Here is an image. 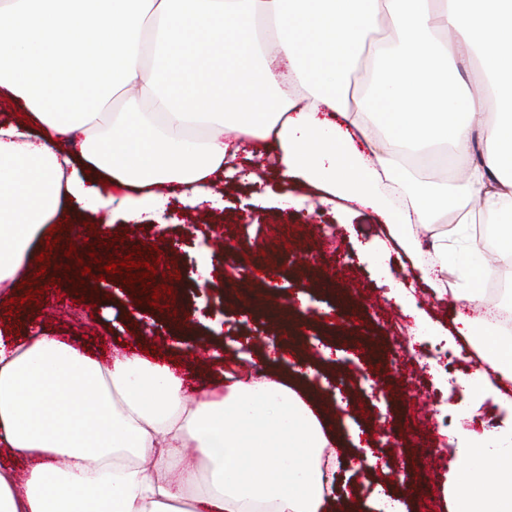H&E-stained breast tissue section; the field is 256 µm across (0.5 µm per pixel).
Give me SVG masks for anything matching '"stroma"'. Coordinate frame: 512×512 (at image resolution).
Here are the masks:
<instances>
[{
	"label": "stroma",
	"mask_w": 512,
	"mask_h": 512,
	"mask_svg": "<svg viewBox=\"0 0 512 512\" xmlns=\"http://www.w3.org/2000/svg\"><path fill=\"white\" fill-rule=\"evenodd\" d=\"M392 36L391 24L382 22L361 48L347 77L350 102L359 100L373 75L376 46ZM260 176L257 184L225 180L220 210L184 208L172 188L171 224H113L114 242L102 250V261L135 252L140 260L156 256L160 262L151 281L133 280L132 269L126 268L112 276L118 290L98 296L75 287L63 274L70 264V245L80 238H96L97 228L87 220L52 225L55 264L30 261L29 275L0 291V340L24 335L29 313L49 333L81 343L104 358L126 351L130 338L138 335L145 337L152 359L166 360L196 388L223 379L225 373L256 368L290 377L289 365L265 363L264 353L271 344L295 341L302 364L319 375L306 388L324 403L336 427L337 457L346 462L357 453L348 441L351 423L378 454L390 457L388 473L371 477L341 467L340 498L354 512H375L368 502L367 481L372 478L404 495L407 512H448L442 487L452 457L449 435L464 442L470 432L512 423V412L500 406L492 391L467 399L458 389V375L476 362L475 357L458 356L462 339L447 337L455 329L460 302L438 300L426 286L414 283L419 309L442 329L438 336L417 335L414 319L385 296L380 284L374 264L378 225L351 216L346 201L324 204L315 189L282 183L273 167L261 170ZM285 193L304 198V207L278 208L276 200ZM258 194L265 195V205H255ZM216 250L224 253V277L206 295L195 296L192 284L198 265L206 252ZM258 265L278 268L276 287L244 281V270ZM54 282L60 284V293H44V286ZM151 282L170 288L155 306L142 293ZM331 285L348 290L350 306L337 304L327 291ZM300 291L309 295L311 304L299 312L300 330L294 337L245 304L246 296L254 293L287 304ZM34 292L39 295L35 301L30 298ZM191 337L219 350L220 358L198 360L187 343ZM352 337L377 344L378 354L367 352L333 364L321 361L320 347L346 352ZM400 337L414 343L404 364L393 356ZM433 367L441 382L430 375ZM332 387L339 389L340 400L329 395ZM428 448L436 449V462L425 456Z\"/></svg>",
	"instance_id": "stroma-1"
}]
</instances>
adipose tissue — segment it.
Masks as SVG:
<instances>
[{
    "mask_svg": "<svg viewBox=\"0 0 512 512\" xmlns=\"http://www.w3.org/2000/svg\"><path fill=\"white\" fill-rule=\"evenodd\" d=\"M472 2L469 26L448 0H0V90L29 115L0 121V285L51 225L161 221L157 186L222 207L216 187L251 145L273 152L282 181L374 214L436 297L461 284L456 321L487 370L458 384L512 389V333L486 316L485 254L473 242L449 252L434 228L480 199L512 266V113L483 121L469 89L442 80L478 45L485 71L512 73V0ZM385 17L395 37L349 105L343 79ZM118 93L124 111L100 121ZM408 151L466 159L461 194L420 180ZM491 441V453L458 448L452 512H512V425ZM0 446L31 461L21 477L0 466V512H326L337 468L317 405L282 377L229 376L194 397L169 365L104 362L36 325L0 341Z\"/></svg>",
    "mask_w": 512,
    "mask_h": 512,
    "instance_id": "ef3b65f1",
    "label": "adipose tissue"
}]
</instances>
